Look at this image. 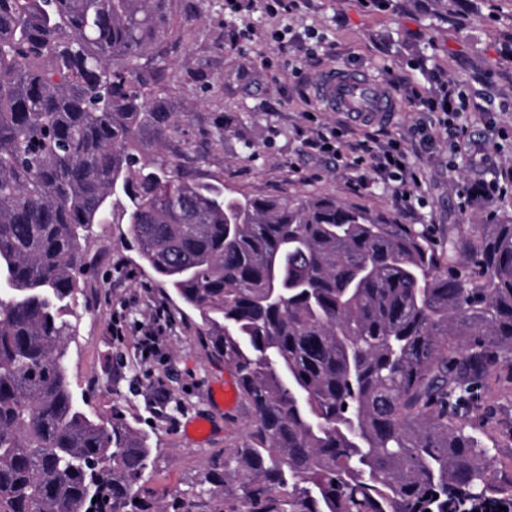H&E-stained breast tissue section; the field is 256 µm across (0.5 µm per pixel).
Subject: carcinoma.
<instances>
[{
	"label": "carcinoma",
	"instance_id": "carcinoma-1",
	"mask_svg": "<svg viewBox=\"0 0 512 512\" xmlns=\"http://www.w3.org/2000/svg\"><path fill=\"white\" fill-rule=\"evenodd\" d=\"M175 16L0 0V512H512L469 421L512 381V222L438 243L332 197L197 180L149 88ZM95 224L128 225L250 410L197 488L158 495L147 436L71 383Z\"/></svg>",
	"mask_w": 512,
	"mask_h": 512
}]
</instances>
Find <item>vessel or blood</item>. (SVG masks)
Instances as JSON below:
<instances>
[{"label":"vessel or blood","mask_w":512,"mask_h":512,"mask_svg":"<svg viewBox=\"0 0 512 512\" xmlns=\"http://www.w3.org/2000/svg\"><path fill=\"white\" fill-rule=\"evenodd\" d=\"M315 98L323 108L359 120L386 118L397 110L395 99L383 85L348 69L329 71L318 77Z\"/></svg>","instance_id":"vessel-or-blood-1"}]
</instances>
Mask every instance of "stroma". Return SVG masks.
I'll use <instances>...</instances> for the list:
<instances>
[{"mask_svg": "<svg viewBox=\"0 0 512 512\" xmlns=\"http://www.w3.org/2000/svg\"><path fill=\"white\" fill-rule=\"evenodd\" d=\"M239 2L233 11L227 0H178L161 61L158 89L177 112L170 139L187 152L196 176L251 196L329 195L399 224L432 225L439 235L452 224L485 223L491 208L512 220V0H386L382 8L372 0H299L278 15L259 0ZM329 68L424 87L437 71L466 91L457 145L436 125L433 146L416 153L411 129L423 114L407 101L388 120L390 137L420 171L422 184L407 202L349 157L308 147L317 132L364 127L316 103L312 78ZM490 181L506 193L465 202L467 189ZM88 256L97 273L85 283L88 307L75 309L72 384L92 388L97 413L120 411L149 434L157 492L190 488L212 457L240 440L249 418L244 405L229 414L212 399L213 385L233 372L207 357L190 317H175L160 352L142 355L137 326L163 297L138 269L127 225H95ZM120 308L127 315L121 339L112 333ZM199 417L211 423L208 436L187 431ZM470 418L496 459L494 481L512 479V392L483 400Z\"/></svg>", "mask_w": 512, "mask_h": 512, "instance_id": "35a3bbf8", "label": "stroma"}]
</instances>
